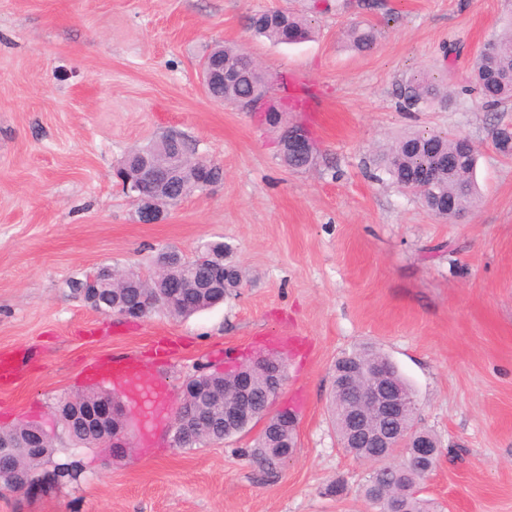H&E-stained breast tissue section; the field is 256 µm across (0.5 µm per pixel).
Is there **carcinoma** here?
<instances>
[{
    "instance_id": "obj_1",
    "label": "carcinoma",
    "mask_w": 512,
    "mask_h": 512,
    "mask_svg": "<svg viewBox=\"0 0 512 512\" xmlns=\"http://www.w3.org/2000/svg\"><path fill=\"white\" fill-rule=\"evenodd\" d=\"M248 28L257 37L273 44H297L311 36L307 21L288 11L272 9L256 12L248 18ZM351 48L370 51L377 42V32L370 26L354 25L348 33ZM224 71L236 75L224 85V100L249 107L255 102L254 89L263 84L273 86L272 77L251 56L235 46H224ZM473 83L483 108L494 110L512 102V33H507L487 42L477 56L472 72ZM401 105L408 109H419L430 104L449 106L452 99L448 91L427 76H419L399 84ZM477 149L466 137L441 133L410 134L400 139L381 158L383 170L400 188L414 189L425 205L438 217L453 220L457 210L450 208L451 201L466 207L476 195L474 181ZM201 190L196 163L187 159L186 171L179 183L172 188L171 201L175 206L185 197ZM209 253L224 256V291L211 296L198 288V282L208 272L207 261L199 256L183 260L169 270L174 276L184 279L186 289L173 300L161 303L160 309L175 317H187L210 308L222 300L237 294L242 287L245 273L229 259L230 246L222 241L207 245ZM125 296L130 300L139 298L143 292L161 294V281L157 278L144 280L137 272L126 270ZM384 354L369 348L359 349L345 355L340 362L351 364L362 370ZM242 374L251 378L252 392L257 403L265 400L268 378L259 368L244 365ZM333 423L338 439L347 437L350 411L342 395L333 392ZM284 447L275 443L266 433L253 440L248 455L268 474L274 469L266 466L267 449ZM42 471V461L19 456L13 460V491L22 489L28 481ZM427 467L404 459L387 473L368 476L362 486L366 500L374 503L378 512H387L395 503L400 512H437L438 505L419 494V488L428 479Z\"/></svg>"
}]
</instances>
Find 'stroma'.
Instances as JSON below:
<instances>
[{"label":"stroma","mask_w":512,"mask_h":512,"mask_svg":"<svg viewBox=\"0 0 512 512\" xmlns=\"http://www.w3.org/2000/svg\"><path fill=\"white\" fill-rule=\"evenodd\" d=\"M285 9L312 38L275 45L246 18ZM512 0H0V428L46 423L61 400L111 390L81 379L90 360L139 355L179 401L198 365L225 368L279 354L277 405L297 412V449L278 473L247 456L253 434L183 449L54 441L44 467L79 462L47 494L0 492V512H374L361 494L372 465L339 445L330 409L337 358L374 347L398 366L433 433L439 462L424 497L441 512H512V157L492 144L512 124L464 92ZM369 24L376 48L345 31ZM239 46L330 113L292 112L318 151L315 167L280 160L281 128L211 99L200 80L214 43ZM428 72L457 92L447 108L409 112L398 83ZM415 131L452 132L478 148L479 196L436 217L382 173L378 156ZM165 132L221 166L222 185L140 222L115 172ZM233 249L249 281L239 297L192 316H105L69 283L103 263L154 275L159 250ZM344 496H327L333 481Z\"/></svg>","instance_id":"1"}]
</instances>
